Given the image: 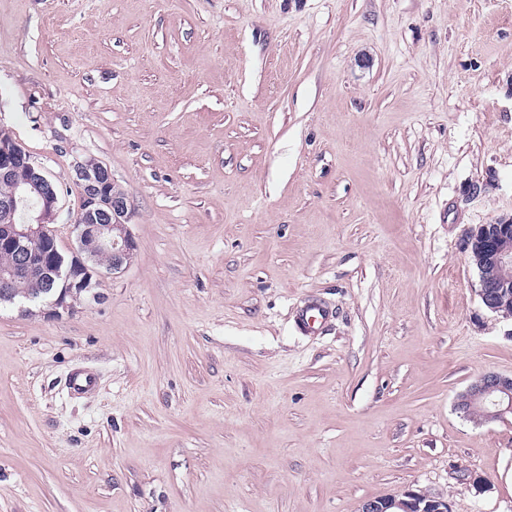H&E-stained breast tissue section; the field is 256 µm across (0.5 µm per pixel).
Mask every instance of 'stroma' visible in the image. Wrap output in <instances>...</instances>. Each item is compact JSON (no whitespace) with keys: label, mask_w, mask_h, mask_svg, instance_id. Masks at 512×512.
<instances>
[{"label":"stroma","mask_w":512,"mask_h":512,"mask_svg":"<svg viewBox=\"0 0 512 512\" xmlns=\"http://www.w3.org/2000/svg\"><path fill=\"white\" fill-rule=\"evenodd\" d=\"M0 127L63 252L87 157L137 245L0 306V512H512V417L454 409L512 375L464 250L512 213V0H0ZM330 318V311L318 301H310L306 308L296 315V326L303 333H315L321 330ZM451 510L447 501L422 493L407 491L368 499L361 504L359 512H447Z\"/></svg>","instance_id":"1"}]
</instances>
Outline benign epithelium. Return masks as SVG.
Segmentation results:
<instances>
[{"label":"benign epithelium","mask_w":512,"mask_h":512,"mask_svg":"<svg viewBox=\"0 0 512 512\" xmlns=\"http://www.w3.org/2000/svg\"><path fill=\"white\" fill-rule=\"evenodd\" d=\"M26 167L30 178L12 181L16 168ZM81 187L83 207L75 220L76 246L70 254L58 249L52 224L57 217L58 194L30 153L17 141L0 144V181L12 182L0 196V252L12 260L0 266V301H11L17 278L33 269L43 276L41 292L53 300V312L70 310L81 298L97 300L101 281L122 273L134 258L136 243L128 227L125 193L116 189L110 169L94 158L73 165ZM465 251L479 273V297L486 310L512 319V215L501 216L471 229ZM107 255L103 267L99 257ZM456 410L469 418L477 412L488 423L512 416V376L484 374L456 398ZM447 501L407 491L368 499L359 512H448Z\"/></svg>","instance_id":"7a95c632"}]
</instances>
